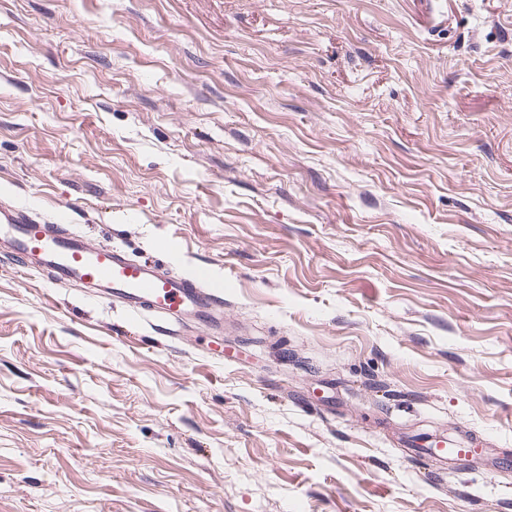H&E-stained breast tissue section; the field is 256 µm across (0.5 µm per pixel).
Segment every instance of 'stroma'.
Masks as SVG:
<instances>
[{
    "instance_id": "stroma-1",
    "label": "stroma",
    "mask_w": 512,
    "mask_h": 512,
    "mask_svg": "<svg viewBox=\"0 0 512 512\" xmlns=\"http://www.w3.org/2000/svg\"><path fill=\"white\" fill-rule=\"evenodd\" d=\"M1 202L224 333L0 251V512H512V0H0ZM0 240L22 268H40L52 279L77 283L134 314L154 313L172 320L176 336L222 328L224 286L205 267L193 276L173 274L156 255L131 258L121 247L92 244L60 224H48L11 205H0Z\"/></svg>"
}]
</instances>
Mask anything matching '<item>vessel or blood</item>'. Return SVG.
<instances>
[{
  "instance_id": "vessel-or-blood-1",
  "label": "vessel or blood",
  "mask_w": 512,
  "mask_h": 512,
  "mask_svg": "<svg viewBox=\"0 0 512 512\" xmlns=\"http://www.w3.org/2000/svg\"><path fill=\"white\" fill-rule=\"evenodd\" d=\"M0 241L20 267L39 268L52 279L75 283L135 314L172 320L177 335L193 329L218 332L224 287L207 268L193 276L170 272L156 256L131 258L121 247L93 244L58 224H48L19 208L0 205Z\"/></svg>"
}]
</instances>
